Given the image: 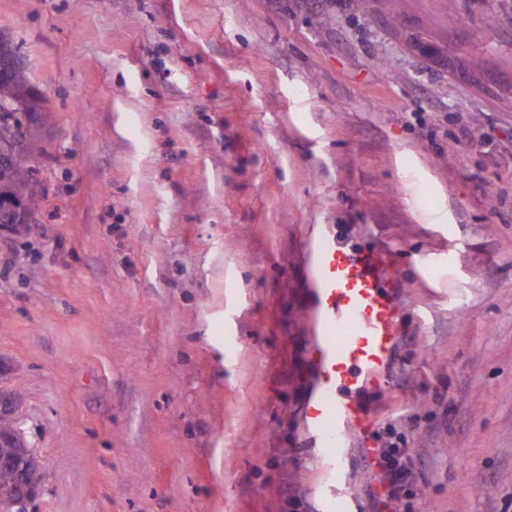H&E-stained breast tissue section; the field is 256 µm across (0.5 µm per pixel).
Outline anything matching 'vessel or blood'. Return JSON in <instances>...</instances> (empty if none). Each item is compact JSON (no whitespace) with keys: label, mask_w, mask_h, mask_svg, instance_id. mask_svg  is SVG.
<instances>
[{"label":"vessel or blood","mask_w":512,"mask_h":512,"mask_svg":"<svg viewBox=\"0 0 512 512\" xmlns=\"http://www.w3.org/2000/svg\"><path fill=\"white\" fill-rule=\"evenodd\" d=\"M306 249L312 299L305 361L315 387L303 420L319 450L321 512H360L343 489L344 437L352 430L371 439L376 422L355 397L391 387L388 368L403 335L396 264L384 247L353 253L324 233Z\"/></svg>","instance_id":"obj_1"}]
</instances>
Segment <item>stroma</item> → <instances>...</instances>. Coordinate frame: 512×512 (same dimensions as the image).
I'll return each instance as SVG.
<instances>
[{"instance_id": "1", "label": "stroma", "mask_w": 512, "mask_h": 512, "mask_svg": "<svg viewBox=\"0 0 512 512\" xmlns=\"http://www.w3.org/2000/svg\"><path fill=\"white\" fill-rule=\"evenodd\" d=\"M403 3L399 34L385 0H0L46 97L36 221L0 228L30 512H320L321 227L401 279L392 389L361 396L411 456L392 512H512V0Z\"/></svg>"}]
</instances>
